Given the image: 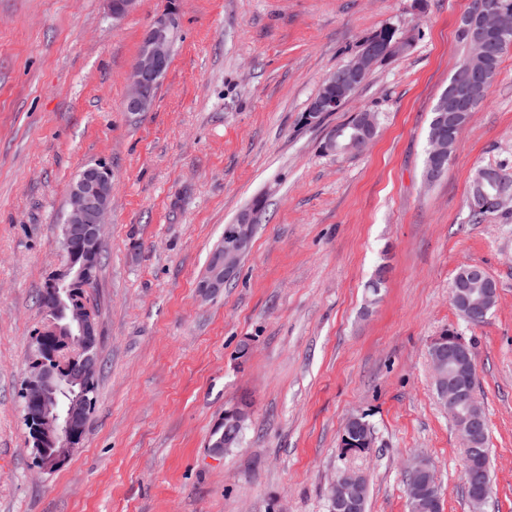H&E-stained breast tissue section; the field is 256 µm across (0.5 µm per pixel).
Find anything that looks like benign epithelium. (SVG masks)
<instances>
[{
	"label": "benign epithelium",
	"mask_w": 512,
	"mask_h": 512,
	"mask_svg": "<svg viewBox=\"0 0 512 512\" xmlns=\"http://www.w3.org/2000/svg\"><path fill=\"white\" fill-rule=\"evenodd\" d=\"M138 0H108L112 18L120 19L136 8ZM468 31V55L489 56L492 49L487 36L491 32L512 29V12L491 11L477 23L464 21ZM178 37L176 12L169 10L157 17L146 30L141 48L134 62L124 110L132 114L149 111L154 105L153 90L161 83ZM405 49V43L374 42L364 47L346 65L325 78V92L312 100L305 112V120L318 123L324 113L340 108L344 97L362 83L368 73L382 59ZM444 138L431 140L433 166L431 176L444 175V160L451 156L443 146ZM495 190L496 208L512 201V184L495 170H485L483 178L475 182V192L487 195L486 186ZM69 209L62 225V250H70L74 241L84 246L81 264L82 280L68 281L73 262L47 284L49 297L44 302L48 322L32 352L22 397L31 424L32 451L35 467L41 473H50L64 467L78 445L95 399L88 396L97 379L99 325L91 311L78 305L70 309V322L75 333L59 334L55 320L61 293L74 288H88L95 279L94 266L103 246L106 216L112 197V176L98 165L85 167L71 182L68 190ZM255 215L244 212L232 231L229 241L221 242L212 253L206 272L199 283L207 296L221 292L233 280L244 256L251 248ZM439 396L448 415L455 420L465 449L475 447L486 426V416L478 404L476 390H464L455 370L471 374L476 363L470 349L453 338L441 343L430 356ZM366 484V476L355 471L338 474L330 486L331 509L335 512H356L358 499Z\"/></svg>",
	"instance_id": "obj_1"
}]
</instances>
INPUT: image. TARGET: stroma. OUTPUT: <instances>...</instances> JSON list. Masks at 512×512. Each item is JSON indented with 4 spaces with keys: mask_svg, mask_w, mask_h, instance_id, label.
I'll use <instances>...</instances> for the list:
<instances>
[{
    "mask_svg": "<svg viewBox=\"0 0 512 512\" xmlns=\"http://www.w3.org/2000/svg\"><path fill=\"white\" fill-rule=\"evenodd\" d=\"M180 28L150 111L123 110L146 29ZM468 0H0V512H329L339 471L364 472L369 512H408L405 464L428 458L443 512L474 511L460 436L428 350L456 330L476 353L491 494L512 512V210L469 220L471 177L512 168V49L442 180L424 163L432 112L463 56ZM407 49L337 112L304 113L324 79L383 27ZM381 115L369 147L323 149L336 125ZM112 175L96 404L60 470L34 467L21 392L42 294L63 268L68 188ZM265 208L238 275L202 297L225 225ZM497 286L468 324L450 285L466 265ZM383 276L379 295L368 284ZM253 417L215 456L210 433L240 400ZM362 415L375 440L342 454Z\"/></svg>",
    "mask_w": 512,
    "mask_h": 512,
    "instance_id": "1",
    "label": "stroma"
}]
</instances>
